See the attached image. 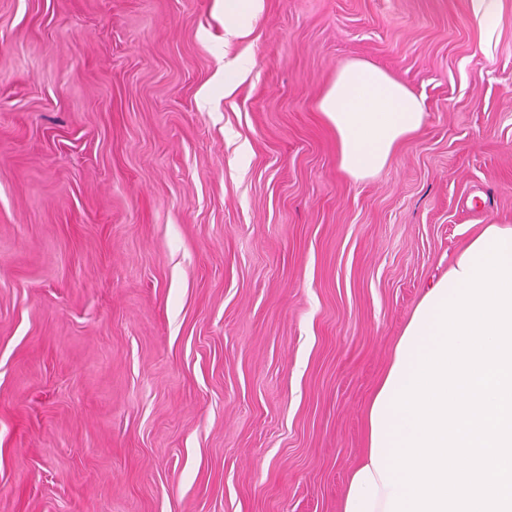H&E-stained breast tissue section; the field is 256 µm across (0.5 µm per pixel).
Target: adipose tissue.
<instances>
[{
  "mask_svg": "<svg viewBox=\"0 0 512 512\" xmlns=\"http://www.w3.org/2000/svg\"><path fill=\"white\" fill-rule=\"evenodd\" d=\"M318 108L336 133L341 170L355 180L381 171L396 147L425 120L417 95L364 61L350 62L337 71ZM469 266V260H453L447 273L429 286L399 337L366 414L363 457L350 474L341 512H389L394 490L386 478V459L391 442L409 434L404 420L389 409V399L416 369L418 347L428 345L430 334L437 331L433 317L437 302L452 294Z\"/></svg>",
  "mask_w": 512,
  "mask_h": 512,
  "instance_id": "ef3b65f1",
  "label": "adipose tissue"
}]
</instances>
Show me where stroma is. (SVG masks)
<instances>
[{
	"mask_svg": "<svg viewBox=\"0 0 512 512\" xmlns=\"http://www.w3.org/2000/svg\"><path fill=\"white\" fill-rule=\"evenodd\" d=\"M423 102L375 176L318 101ZM512 225V0H0V512H340L429 285ZM263 0H225V30L237 35L251 33L252 22L262 11ZM335 131L341 170L354 180L376 175L425 120L423 101L388 72L352 61L336 73L318 104Z\"/></svg>",
	"mask_w": 512,
	"mask_h": 512,
	"instance_id": "stroma-1",
	"label": "stroma"
}]
</instances>
